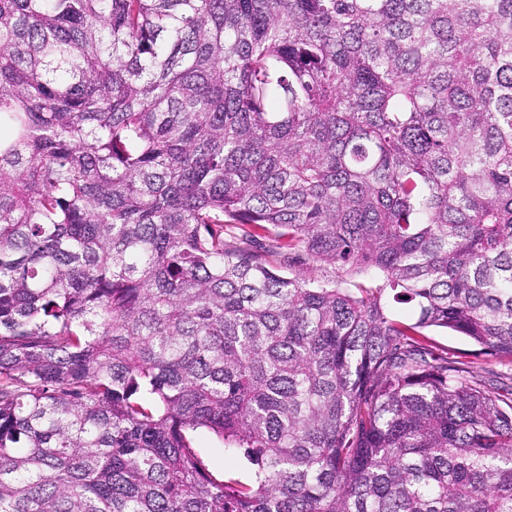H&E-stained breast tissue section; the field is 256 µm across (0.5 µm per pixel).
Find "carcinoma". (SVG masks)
<instances>
[{"instance_id":"carcinoma-1","label":"carcinoma","mask_w":512,"mask_h":512,"mask_svg":"<svg viewBox=\"0 0 512 512\" xmlns=\"http://www.w3.org/2000/svg\"><path fill=\"white\" fill-rule=\"evenodd\" d=\"M431 327L512 365V0H0V512H512ZM196 446L209 461L213 474L222 478L232 475L234 477L246 480L250 477L251 466L241 455H224V445L214 435L207 431H199L196 434Z\"/></svg>"}]
</instances>
